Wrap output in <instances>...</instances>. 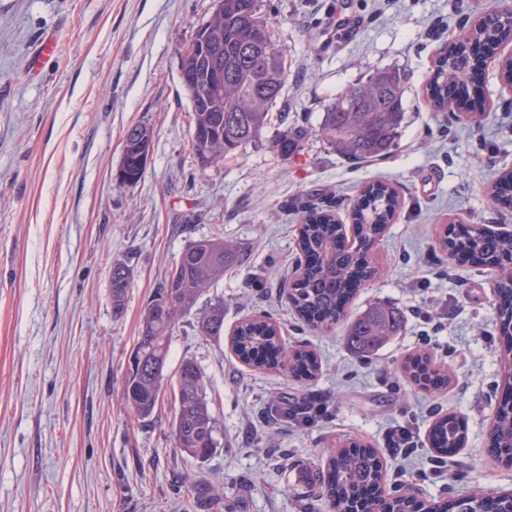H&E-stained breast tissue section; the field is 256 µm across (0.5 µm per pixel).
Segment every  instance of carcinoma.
I'll use <instances>...</instances> for the list:
<instances>
[{
	"mask_svg": "<svg viewBox=\"0 0 512 512\" xmlns=\"http://www.w3.org/2000/svg\"><path fill=\"white\" fill-rule=\"evenodd\" d=\"M205 48L201 55H179L181 82L192 116V131L203 134L201 145L193 149L201 165L219 163L246 149L271 124V114L284 103L288 70L281 49L270 39L272 22L262 13V0H216L204 21ZM512 37V28L502 14L482 19L469 36L443 50L425 86V94L437 112H453L464 107L457 90L478 64L474 48ZM407 76L381 69L347 87L322 113L317 130L303 126L285 128L270 141L282 159L296 153L312 136L320 137L340 156L349 160H379L398 145L405 128L403 98ZM152 141L151 130L141 124L129 127L124 136V161L116 172L123 185L135 186L143 178L147 163L138 160L140 141ZM398 205L394 190L384 183L368 186L353 204L352 219L357 226L359 248L336 249L341 230L328 211L304 212L298 232V249L305 257L302 277L294 282L288 299L295 314L315 333L333 332L343 317L339 302L361 284L382 274L375 265L361 264V249L382 234L394 219ZM446 247L462 259L478 256L492 265L512 256V236H499L474 225L461 240ZM240 259L239 246L219 236L201 237L180 254L156 298L144 308L141 336L128 366L122 405L137 419L150 417L167 385L166 368L176 326L182 315L191 312L200 297L224 270ZM131 277L129 267L112 264V310L120 314L125 305ZM201 335L224 336V300H217L198 317ZM399 328L393 311L375 306L347 324L345 335L362 354L381 345ZM234 354L243 363L257 368L278 369L300 379L321 372L317 354L303 346L282 344L279 325L266 315L253 316L234 330ZM413 380L434 387L446 377L431 368L427 353L415 358ZM176 401L171 432L176 447L200 461L217 449V422L210 409L207 385L198 364L183 360L175 374ZM433 431L446 448H458L465 439L462 419L454 414L440 417ZM491 442L498 457H512V412L498 416ZM330 477L310 475L321 487L322 496L334 512H352L361 490L379 488V495L367 504L369 512H414L413 495L403 486L385 493L384 463L376 449L367 445L339 448L329 463ZM455 512H512V501L479 492L457 498Z\"/></svg>",
	"mask_w": 512,
	"mask_h": 512,
	"instance_id": "carcinoma-1",
	"label": "carcinoma"
}]
</instances>
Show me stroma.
Returning <instances> with one entry per match:
<instances>
[{"mask_svg": "<svg viewBox=\"0 0 512 512\" xmlns=\"http://www.w3.org/2000/svg\"><path fill=\"white\" fill-rule=\"evenodd\" d=\"M215 0H0V512H332L307 471L324 470L350 443L376 448L387 486L434 501L478 490L512 491V464L492 456L504 371L495 287L500 267L459 262L440 245L458 224L512 233V208L486 188L512 169V87L497 44L476 72L473 118L436 112L423 90L438 48L512 0H264L288 82V120L318 127L325 107L364 75L408 77L403 136L384 159L349 161L320 139L283 159L278 125L219 165L192 149L190 106L178 51ZM351 18L360 33L341 29ZM56 53L33 66L45 36ZM153 131L142 180L115 178L133 124ZM383 181L399 207L363 257L383 268L345 308L399 311L401 330L361 356L344 339L312 332L288 307L306 207L329 209L352 234L363 185ZM236 241L239 265L184 315L167 365L196 361L217 420L218 448L198 462L170 433L173 398L132 419L121 404L142 312L194 239ZM131 278L124 311L110 297L114 261ZM224 302V337L201 336L197 313ZM270 312L286 345L305 344L321 373L300 381L240 362L228 335ZM428 352L450 384L427 389L407 371ZM322 406L312 423L300 408ZM454 412L465 442L435 473L434 448L393 455L385 434L413 425L428 437L436 414Z\"/></svg>", "mask_w": 512, "mask_h": 512, "instance_id": "stroma-1", "label": "stroma"}]
</instances>
